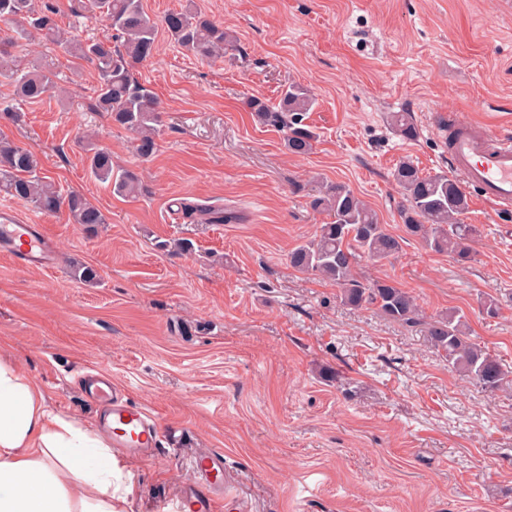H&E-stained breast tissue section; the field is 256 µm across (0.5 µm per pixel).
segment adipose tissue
Segmentation results:
<instances>
[{
    "instance_id": "1",
    "label": "adipose tissue",
    "mask_w": 512,
    "mask_h": 512,
    "mask_svg": "<svg viewBox=\"0 0 512 512\" xmlns=\"http://www.w3.org/2000/svg\"><path fill=\"white\" fill-rule=\"evenodd\" d=\"M117 464L106 441L0 361V512H116Z\"/></svg>"
}]
</instances>
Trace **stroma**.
Wrapping results in <instances>:
<instances>
[{"label":"stroma","mask_w":512,"mask_h":512,"mask_svg":"<svg viewBox=\"0 0 512 512\" xmlns=\"http://www.w3.org/2000/svg\"><path fill=\"white\" fill-rule=\"evenodd\" d=\"M56 3L72 36L111 41L101 17ZM190 3L236 42L206 61L159 31L133 68L161 113L147 161L99 110L91 64L37 33L13 49L63 92L25 103L0 77V139L37 149L44 175L107 222L91 233L67 213L41 215L56 248L45 270L0 250V358L89 428L97 410L74 383L86 367L157 416L154 454L121 461L132 488L122 512H176L193 448L224 454V512L240 496L252 512H512V395L469 383L418 329L344 306L335 286L288 264L329 220L311 206L320 185H347L404 239L363 274L397 282L426 315L457 310L512 364V212L469 193L464 221L481 235L462 267L406 235L393 180L405 159L447 171L435 115L512 134V0H142L157 21ZM291 82L318 100L308 122L320 139L302 156L245 106ZM394 112L412 113L416 139L391 129ZM88 131L145 195H114L92 176ZM186 198L243 219L203 223L181 209ZM174 239L192 250L163 249ZM81 266L97 283L75 279Z\"/></svg>","instance_id":"1"}]
</instances>
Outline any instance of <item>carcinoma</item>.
Listing matches in <instances>:
<instances>
[{
    "mask_svg": "<svg viewBox=\"0 0 512 512\" xmlns=\"http://www.w3.org/2000/svg\"><path fill=\"white\" fill-rule=\"evenodd\" d=\"M71 11L99 14L115 31L119 44L72 41L54 20L53 0H0V23L12 31L7 38L0 37V59L8 55L9 46L33 30L48 41L71 47L99 74V108L133 133L140 157L150 158L157 149L160 113L152 91L134 77L133 68L154 54L156 23L145 13L141 0H71ZM164 25L177 44L197 58H215L231 42L224 28L188 8L168 13ZM10 78L22 102L38 101L49 90L44 75L36 69L13 68ZM314 105L310 90L299 84L288 85L276 104L260 98L246 102L254 120L282 132L286 149L295 155L311 152L318 140L313 127L304 122ZM390 125L405 139L417 136V126L409 112L393 113ZM87 151L91 174L112 193L135 197L145 191L133 172L112 175L110 152L92 144ZM40 170L41 158L35 149L0 140V191L43 213L64 210L74 223L89 230L106 223L101 210L83 194L62 193L51 178L40 175ZM393 179L402 197L399 215L405 232L422 239L431 251L448 254L459 265L470 262L479 229L461 222L468 209L463 186L443 173L424 174L410 161L399 163ZM312 206L328 212L332 221L319 225L312 238L288 253L290 266L335 285L340 302L346 306H373L391 321L424 328L438 355L483 389L512 391V369L497 354L471 339L468 324L459 312L427 318L410 292L388 280H370L359 271L364 258L388 261L402 250L403 239L389 233L370 206L341 183L325 187L312 200ZM184 208L203 215L206 224L239 220L237 213L219 206L186 202Z\"/></svg>",
    "mask_w": 512,
    "mask_h": 512,
    "instance_id": "cac0c4a2",
    "label": "carcinoma"
}]
</instances>
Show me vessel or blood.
Masks as SVG:
<instances>
[{
    "label": "vessel or blood",
    "mask_w": 512,
    "mask_h": 512,
    "mask_svg": "<svg viewBox=\"0 0 512 512\" xmlns=\"http://www.w3.org/2000/svg\"><path fill=\"white\" fill-rule=\"evenodd\" d=\"M448 160L465 186L499 211L512 210V134H499L476 123L448 126ZM0 247L19 262L45 269L52 265L55 246L40 224L12 208L0 209ZM83 391L104 409L100 426L112 437L116 453L148 455L159 440L157 419L146 409L127 405L107 373L86 374ZM196 483L184 497L195 512H223L224 455L202 448L195 453Z\"/></svg>",
    "instance_id": "obj_1"
}]
</instances>
